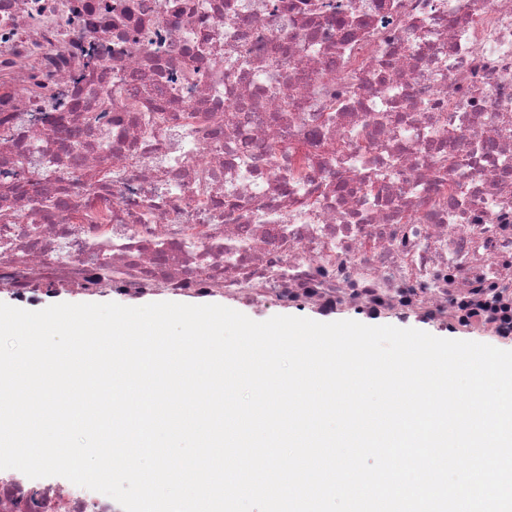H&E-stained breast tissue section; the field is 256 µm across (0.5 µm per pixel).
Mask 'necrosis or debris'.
I'll return each instance as SVG.
<instances>
[{"mask_svg":"<svg viewBox=\"0 0 512 512\" xmlns=\"http://www.w3.org/2000/svg\"><path fill=\"white\" fill-rule=\"evenodd\" d=\"M40 282L511 335L512 0H0V285Z\"/></svg>","mask_w":512,"mask_h":512,"instance_id":"4bbe7bcc","label":"necrosis or debris"}]
</instances>
